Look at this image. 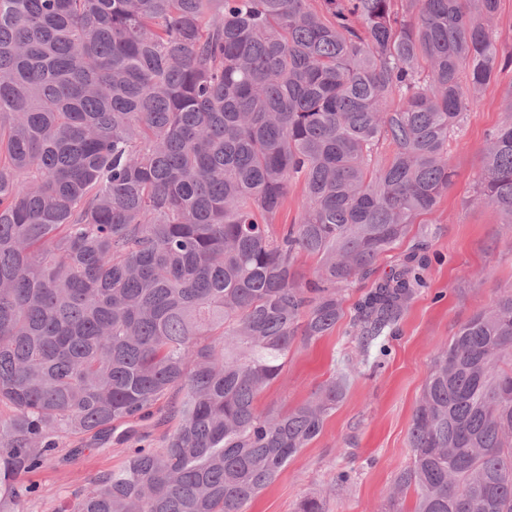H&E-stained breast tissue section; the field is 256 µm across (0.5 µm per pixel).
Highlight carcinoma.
Segmentation results:
<instances>
[{"label": "carcinoma", "instance_id": "carcinoma-1", "mask_svg": "<svg viewBox=\"0 0 512 512\" xmlns=\"http://www.w3.org/2000/svg\"><path fill=\"white\" fill-rule=\"evenodd\" d=\"M396 2L0 0V512L41 492L54 436L166 396L162 445L60 512H245L319 436L344 378L285 413L257 394L436 210L450 141L512 66L499 0ZM475 201L512 224V118ZM425 249L355 303L362 350L425 286ZM410 447L414 512H512L511 289L434 355ZM498 46L505 51L512 50V0H500L498 11L492 21Z\"/></svg>", "mask_w": 512, "mask_h": 512}]
</instances>
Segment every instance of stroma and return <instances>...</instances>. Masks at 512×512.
<instances>
[{
	"label": "stroma",
	"mask_w": 512,
	"mask_h": 512,
	"mask_svg": "<svg viewBox=\"0 0 512 512\" xmlns=\"http://www.w3.org/2000/svg\"><path fill=\"white\" fill-rule=\"evenodd\" d=\"M512 68L500 73L472 105L448 155L456 177L434 214L412 225L408 236L376 263L377 276L393 270L418 238H425L429 263L425 288L413 297L392 336L362 351L351 315L316 340H296L277 380L257 396L264 410L288 411L307 400L334 374L349 384L320 436L301 449L246 512H295L307 497L323 512H412L414 492L395 494L399 472L412 458L413 409L433 355L460 324L512 289V224L492 206L473 200L487 134L507 118L503 93ZM169 406L149 418L115 422L112 438L60 435L56 449L34 476L42 495L24 499L20 512H59L70 493L87 479L120 468L129 449L158 447L168 429ZM348 472L346 483L336 480Z\"/></svg>",
	"instance_id": "obj_1"
}]
</instances>
